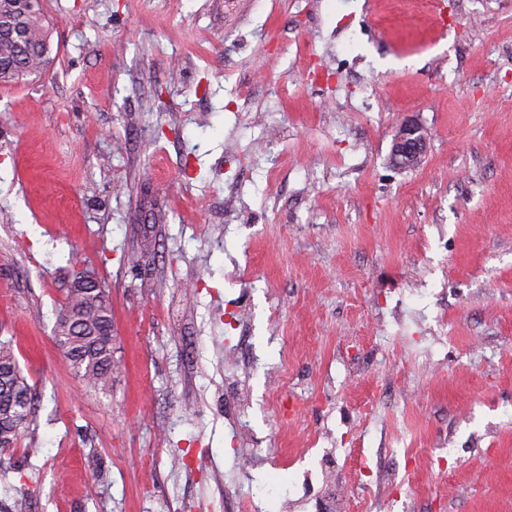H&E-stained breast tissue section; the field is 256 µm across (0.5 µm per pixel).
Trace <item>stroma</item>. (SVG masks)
<instances>
[{"mask_svg": "<svg viewBox=\"0 0 512 512\" xmlns=\"http://www.w3.org/2000/svg\"><path fill=\"white\" fill-rule=\"evenodd\" d=\"M43 11L0 86V338L40 395L0 512H512V0ZM79 272L107 394L53 339ZM427 149V139L421 126L412 122L403 123L394 138L392 154L396 165L410 167L418 165Z\"/></svg>", "mask_w": 512, "mask_h": 512, "instance_id": "35a3bbf8", "label": "stroma"}]
</instances>
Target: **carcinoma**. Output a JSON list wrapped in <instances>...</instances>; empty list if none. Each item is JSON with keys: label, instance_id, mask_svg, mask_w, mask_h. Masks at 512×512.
Wrapping results in <instances>:
<instances>
[{"label": "carcinoma", "instance_id": "cac0c4a2", "mask_svg": "<svg viewBox=\"0 0 512 512\" xmlns=\"http://www.w3.org/2000/svg\"><path fill=\"white\" fill-rule=\"evenodd\" d=\"M21 24L22 42L0 41V86L38 73L50 52L41 0H0V25ZM112 309L100 280L77 279L67 289L54 328L55 341L86 386L107 393L118 365L112 350ZM36 390L21 371L14 349L0 341V451L17 446L33 422Z\"/></svg>", "mask_w": 512, "mask_h": 512}]
</instances>
